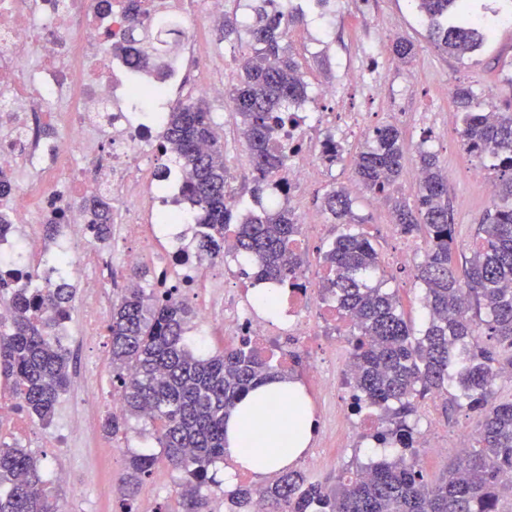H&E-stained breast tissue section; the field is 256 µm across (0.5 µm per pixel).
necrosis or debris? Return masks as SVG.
I'll return each mask as SVG.
<instances>
[{
  "mask_svg": "<svg viewBox=\"0 0 512 512\" xmlns=\"http://www.w3.org/2000/svg\"><path fill=\"white\" fill-rule=\"evenodd\" d=\"M224 9L225 0H0V213L13 226L0 234V274L21 268L30 287L46 288L65 273L80 289V332L99 344L111 271L78 206L91 193L111 196L120 209L113 246L125 267H151L154 293L198 303L199 324L223 309L227 342L276 351L287 368L304 353L322 425L340 413L362 442L377 423L351 408L348 317L313 285L328 271H300L281 287L280 319L261 317L229 264L200 248L204 228L184 196L186 171L161 148L167 114L183 102L188 74L205 69L203 37ZM172 23L177 38L141 67L112 51L127 28L162 33ZM305 109L290 106L279 131L288 164L277 183L314 180L336 148L335 138L307 127ZM62 210L61 270L45 264L44 227Z\"/></svg>",
  "mask_w": 512,
  "mask_h": 512,
  "instance_id": "necrosis-or-debris-1",
  "label": "necrosis or debris"
}]
</instances>
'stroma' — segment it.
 <instances>
[{
    "instance_id": "obj_1",
    "label": "stroma",
    "mask_w": 512,
    "mask_h": 512,
    "mask_svg": "<svg viewBox=\"0 0 512 512\" xmlns=\"http://www.w3.org/2000/svg\"><path fill=\"white\" fill-rule=\"evenodd\" d=\"M258 4L259 0H230L227 9L237 15L240 39L235 43L225 40L220 29L208 32L211 65L207 76L223 80L228 86L235 82L239 73L238 47L250 40L248 30ZM486 22L494 27L492 35L473 54L462 58L435 48L428 22L409 0H343L330 16L308 10L289 28L288 45L310 89L330 84L338 91L335 101L317 104V111L367 115L362 131L342 136V160L329 168L322 180L291 191L290 206L298 218L311 215L323 226L319 240L305 243L302 260L306 269L320 267L323 251L338 233L337 224L320 207L322 197L334 189L342 188L349 193L354 213L364 221L362 231L379 253H386L400 243L402 236L392 224L389 205L374 200L353 171L355 155L370 144L375 129L386 124L397 126L407 145L398 184L400 195L408 203H415L417 152L422 149L435 153L448 177V204L456 224L459 250L469 253L477 228L494 201L485 195L474 175L477 159L461 148L456 132H449L444 139L437 138L436 133L447 124L449 115L457 111L447 91L451 85L471 87L482 109L512 112V88L505 82L507 75L512 74V28L496 26L491 16ZM397 35L414 43L415 55L411 60L393 56L391 44ZM371 67L385 75L373 91L358 81L359 74ZM206 106L220 128L224 156L232 161L228 168L229 186L243 207L254 208V171L248 152L241 147L240 121L228 102L210 100ZM384 279L386 288L398 297L405 319L414 327H422L425 315L419 298L423 286L414 269L388 267ZM80 314V307H73L66 325L74 337L66 345L72 358L69 386L59 398L51 423L33 424L34 429L58 435L59 445L33 449L32 454L44 463L52 477L57 471L65 473V481L53 478L51 483L62 512H119L112 485L121 480L129 452L156 450L157 426L133 419L117 435L103 431L102 419L113 388L112 369L109 361H102L92 380H84L86 349L75 340L80 332ZM374 456L372 442L366 441L355 448L341 449L317 469H310L303 458L295 467L332 486L341 474L355 470ZM178 477V472L166 463H158L152 476L140 487L135 503L138 512H153L162 504L167 505L169 512H177ZM76 484L85 489L78 499L70 495L71 486Z\"/></svg>"
}]
</instances>
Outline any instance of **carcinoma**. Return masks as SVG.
Listing matches in <instances>:
<instances>
[{
	"mask_svg": "<svg viewBox=\"0 0 512 512\" xmlns=\"http://www.w3.org/2000/svg\"><path fill=\"white\" fill-rule=\"evenodd\" d=\"M414 2L440 51L464 56L479 46L478 21L462 11L463 0ZM251 34L228 97L257 173L253 196L259 200L288 159L274 140L282 112L308 93L298 63L284 47L288 26L260 6ZM391 51L406 60L414 44L397 38ZM455 97L465 108L457 129L460 144L471 155L499 160L497 169L512 174V112L481 110L468 86L458 87ZM163 139L162 148L191 172L185 196L196 205L198 223L205 228L200 246L218 255L230 231L236 254L246 259L257 280L283 284L295 277L302 260L293 248L302 224L291 209L250 210L232 223L237 201L228 191L224 147L204 102L188 100L174 107ZM403 157L400 131L385 125L376 129L374 145L357 154L355 171L372 194L393 201L400 234L427 239L425 258L416 269L427 310L421 337H413L398 298L378 281L379 253L357 229L360 220L348 192L335 189L321 201L323 211L343 226L323 254L333 275L324 288L351 321L357 412L368 408L377 416L380 429L374 438L392 456L358 466L370 470V476L341 479L334 490L289 470L262 489L241 487L230 494L229 512H251L256 497L266 502L267 512H498L501 490H512L500 481L502 473L512 470V400H498L493 390L497 357L506 354L512 364V179L480 225L471 256L460 265L448 177L436 155L423 150L417 205L394 200ZM79 213L97 241L112 238V206L105 195L85 197ZM6 288L13 316L9 331L0 332V376L11 382L21 407L47 424L69 384L68 352L55 336L71 317L75 288L61 280L34 292L12 288L0 278V291ZM193 316L175 298L157 297L140 286L126 289L112 304L110 363L125 405L121 414L105 417L104 431L116 435L126 416L143 417L159 424L157 443L163 448L160 457L147 451L129 456L122 512H134L140 485L162 459L182 474L178 512H211L201 488L214 482L215 464L224 461L226 417L259 382L290 375L246 341L221 354L197 355L184 340ZM451 389L454 402H463L479 418L476 445L433 482L404 451L412 447V417L420 401L446 396ZM0 512H61L46 489L40 460L2 441Z\"/></svg>",
	"mask_w": 512,
	"mask_h": 512,
	"instance_id": "obj_1",
	"label": "carcinoma"
}]
</instances>
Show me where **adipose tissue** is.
<instances>
[{
	"label": "adipose tissue",
	"mask_w": 512,
	"mask_h": 512,
	"mask_svg": "<svg viewBox=\"0 0 512 512\" xmlns=\"http://www.w3.org/2000/svg\"><path fill=\"white\" fill-rule=\"evenodd\" d=\"M315 427L309 396L301 382L270 379L251 389L227 418L223 468L226 489H236L241 475L261 481L288 470L302 458Z\"/></svg>",
	"instance_id": "1"
}]
</instances>
